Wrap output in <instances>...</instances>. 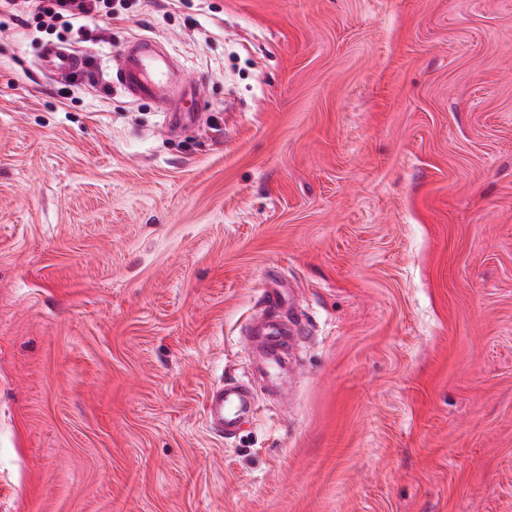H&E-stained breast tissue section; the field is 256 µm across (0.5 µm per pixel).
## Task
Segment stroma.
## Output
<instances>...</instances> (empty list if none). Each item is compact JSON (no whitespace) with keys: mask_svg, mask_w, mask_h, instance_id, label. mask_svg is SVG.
<instances>
[{"mask_svg":"<svg viewBox=\"0 0 512 512\" xmlns=\"http://www.w3.org/2000/svg\"><path fill=\"white\" fill-rule=\"evenodd\" d=\"M140 35L178 134L113 78ZM55 41L0 25V512H512V0H134L72 87ZM114 61L112 73L127 96L154 105L165 126L198 115L199 90L162 43L150 38L132 40ZM41 62L43 69L55 77H63L83 65L82 57L75 51L70 52L53 45L43 48ZM267 309L265 313L259 317L263 318L266 314L268 317L267 327L265 329V336H268V344L264 353V360L270 368H275L278 364V350L277 346L281 336H288V326L279 323L277 320V313L285 309L286 297L284 288H274L272 291L265 295ZM257 404L242 381H224L209 392L204 412L206 421L224 439L231 438L244 417L254 415Z\"/></svg>","mask_w":512,"mask_h":512,"instance_id":"obj_1","label":"stroma"}]
</instances>
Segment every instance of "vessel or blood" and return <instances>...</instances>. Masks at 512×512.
<instances>
[{"label":"vessel or blood","instance_id":"obj_1","mask_svg":"<svg viewBox=\"0 0 512 512\" xmlns=\"http://www.w3.org/2000/svg\"><path fill=\"white\" fill-rule=\"evenodd\" d=\"M41 62L47 73L62 77L79 69L83 59L76 52L49 45L42 50ZM112 72L127 96L155 106L164 125L193 118L199 110L198 89L187 80L183 65L156 40L141 38L127 43L115 56ZM265 301L268 344L264 360L273 368L278 364V343L289 333L288 327L277 319L286 305L284 289L268 292ZM256 410L255 400L240 381H227L212 388L204 407L207 422L227 439L235 434L240 420L255 414Z\"/></svg>","mask_w":512,"mask_h":512}]
</instances>
